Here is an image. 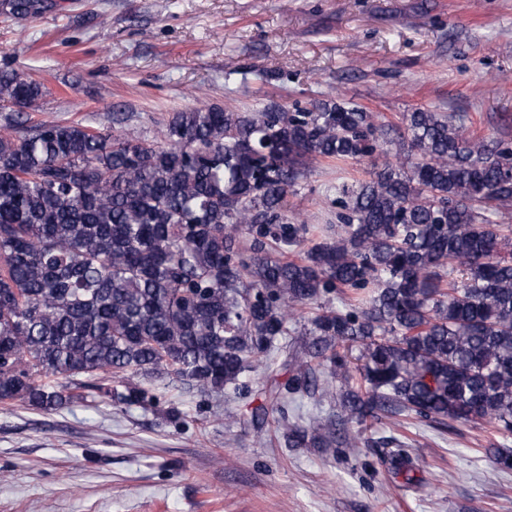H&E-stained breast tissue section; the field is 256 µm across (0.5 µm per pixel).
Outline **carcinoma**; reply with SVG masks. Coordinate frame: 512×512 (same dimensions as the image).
I'll use <instances>...</instances> for the list:
<instances>
[{"label":"carcinoma","mask_w":512,"mask_h":512,"mask_svg":"<svg viewBox=\"0 0 512 512\" xmlns=\"http://www.w3.org/2000/svg\"><path fill=\"white\" fill-rule=\"evenodd\" d=\"M12 15L31 0H0ZM34 80L0 73V102L28 107ZM0 137V403L45 411L87 398L151 407L139 376L208 396L246 388L260 365L288 377L252 411L291 448L357 447L386 415L490 425L512 434V142L467 137L418 109L387 137L346 102L277 100L244 112H175L152 142L79 123L11 118ZM386 161L325 190L336 225L310 228L288 195L316 160ZM296 252L294 259L288 253ZM351 294L347 310L324 307ZM309 311L298 349L291 325ZM359 348L357 364L349 353ZM349 383L342 419L286 422L318 375ZM386 462L413 480L397 437Z\"/></svg>","instance_id":"cac0c4a2"}]
</instances>
